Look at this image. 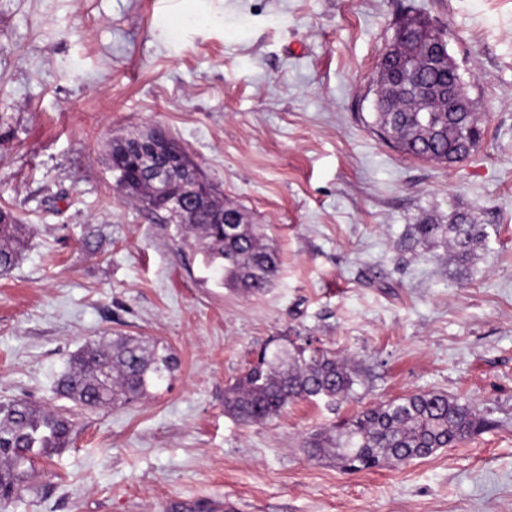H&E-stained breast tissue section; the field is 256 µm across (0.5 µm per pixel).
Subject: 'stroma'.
<instances>
[{"mask_svg":"<svg viewBox=\"0 0 512 512\" xmlns=\"http://www.w3.org/2000/svg\"><path fill=\"white\" fill-rule=\"evenodd\" d=\"M448 30L481 116L464 161L404 154L374 126L396 21ZM165 129L280 270L222 285L197 247L124 197L115 137ZM30 229L0 276V403L70 416L8 512H512V0H0V208ZM469 213L489 232L466 271L412 225ZM149 336L179 367L111 409L56 391L70 355ZM347 359L353 393L243 425L224 390L263 345ZM487 429L431 456L350 473L311 435L416 392Z\"/></svg>","mask_w":512,"mask_h":512,"instance_id":"stroma-1","label":"stroma"}]
</instances>
